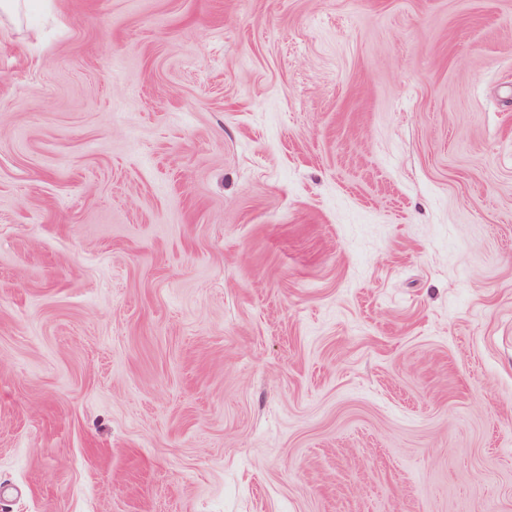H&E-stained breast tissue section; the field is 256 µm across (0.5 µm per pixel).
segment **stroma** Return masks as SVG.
Here are the masks:
<instances>
[{"label":"stroma","instance_id":"stroma-1","mask_svg":"<svg viewBox=\"0 0 512 512\" xmlns=\"http://www.w3.org/2000/svg\"><path fill=\"white\" fill-rule=\"evenodd\" d=\"M0 18V512H512V0Z\"/></svg>","mask_w":512,"mask_h":512}]
</instances>
